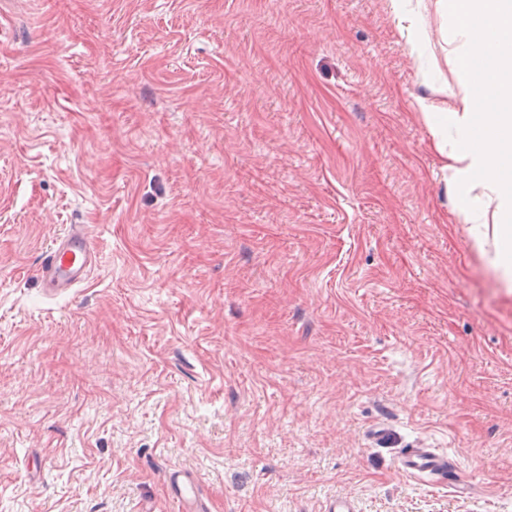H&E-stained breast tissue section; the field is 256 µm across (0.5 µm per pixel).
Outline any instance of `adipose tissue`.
Listing matches in <instances>:
<instances>
[{
    "instance_id": "1",
    "label": "adipose tissue",
    "mask_w": 512,
    "mask_h": 512,
    "mask_svg": "<svg viewBox=\"0 0 512 512\" xmlns=\"http://www.w3.org/2000/svg\"><path fill=\"white\" fill-rule=\"evenodd\" d=\"M467 19L456 25L449 55L461 61L453 79L440 75L430 49L431 14L448 0H390L398 29L423 70L436 74L447 108L417 99L416 117L444 160L454 214L472 247L512 288V0H459Z\"/></svg>"
}]
</instances>
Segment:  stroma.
Returning <instances> with one entry per match:
<instances>
[{
	"label": "stroma",
	"mask_w": 512,
	"mask_h": 512,
	"mask_svg": "<svg viewBox=\"0 0 512 512\" xmlns=\"http://www.w3.org/2000/svg\"><path fill=\"white\" fill-rule=\"evenodd\" d=\"M4 2L0 512H178L179 469L208 512H512V292L389 0ZM95 263L91 233L85 224H69L42 256L38 277L49 295L67 293L85 283ZM398 458L399 468L407 476L433 477L454 485L449 477L453 470L452 462L448 454L438 448H403Z\"/></svg>",
	"instance_id": "obj_1"
}]
</instances>
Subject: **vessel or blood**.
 Returning a JSON list of instances; mask_svg holds the SVG:
<instances>
[{
    "label": "vessel or blood",
    "mask_w": 512,
    "mask_h": 512,
    "mask_svg": "<svg viewBox=\"0 0 512 512\" xmlns=\"http://www.w3.org/2000/svg\"><path fill=\"white\" fill-rule=\"evenodd\" d=\"M95 263L91 233L87 225L70 224L53 240L42 256L38 277L50 295L71 291L85 283ZM399 468L410 477L448 480L452 462L436 448H404L399 452ZM166 480L180 512H207L196 476L185 470L170 472Z\"/></svg>",
    "instance_id": "b4317fda"
}]
</instances>
